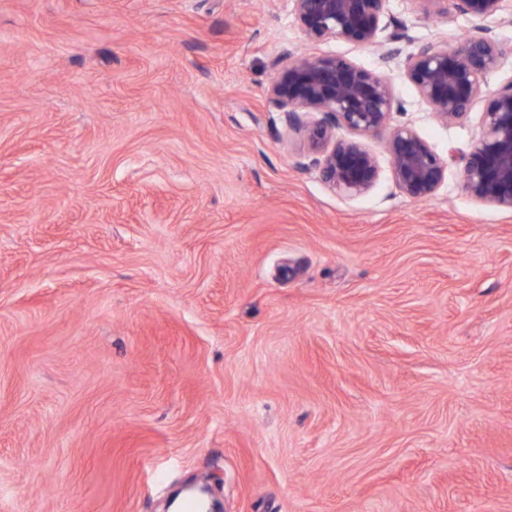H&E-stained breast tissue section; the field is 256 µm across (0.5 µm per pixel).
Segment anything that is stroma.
Here are the masks:
<instances>
[{
  "label": "stroma",
  "instance_id": "35a3bbf8",
  "mask_svg": "<svg viewBox=\"0 0 512 512\" xmlns=\"http://www.w3.org/2000/svg\"><path fill=\"white\" fill-rule=\"evenodd\" d=\"M415 43L472 24L389 0ZM291 0H0V512H512V209L349 198ZM388 76L439 154L446 125Z\"/></svg>",
  "mask_w": 512,
  "mask_h": 512
}]
</instances>
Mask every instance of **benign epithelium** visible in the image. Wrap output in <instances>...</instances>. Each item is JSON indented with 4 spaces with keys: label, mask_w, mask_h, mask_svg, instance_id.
Returning <instances> with one entry per match:
<instances>
[{
    "label": "benign epithelium",
    "mask_w": 512,
    "mask_h": 512,
    "mask_svg": "<svg viewBox=\"0 0 512 512\" xmlns=\"http://www.w3.org/2000/svg\"><path fill=\"white\" fill-rule=\"evenodd\" d=\"M306 43L342 41L380 51L381 67L369 69L336 55L290 52L274 62L270 103L298 128L321 179L347 197L368 192L379 180L376 154L364 138L385 129L392 180L414 201L433 196L456 166L464 192L473 200L512 209V80L495 88L484 81L497 68L503 49L490 22L511 23L509 0H419L425 17L452 24L458 17L475 23L477 34L416 46L405 54L404 70L420 100L446 124L468 117L485 102L482 131L468 153L438 154L408 124L390 126L395 97L385 68L402 55L411 38L390 27L388 0H292ZM321 118L305 123L301 115ZM344 129L352 137L339 138Z\"/></svg>",
    "instance_id": "7a95c632"
}]
</instances>
